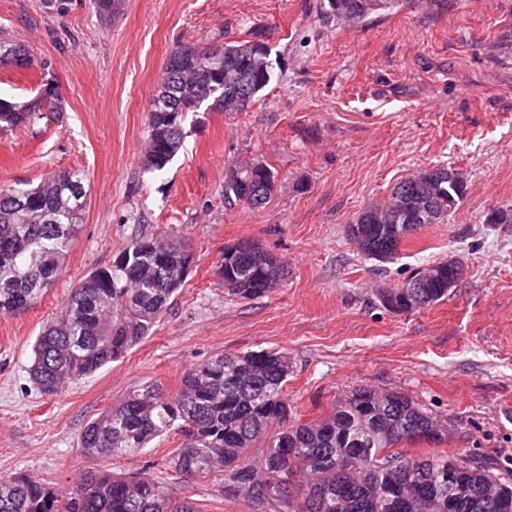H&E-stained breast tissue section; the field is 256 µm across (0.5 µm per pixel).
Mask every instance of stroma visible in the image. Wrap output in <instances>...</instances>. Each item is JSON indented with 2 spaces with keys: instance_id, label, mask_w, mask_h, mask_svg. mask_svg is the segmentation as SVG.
Segmentation results:
<instances>
[{
  "instance_id": "1",
  "label": "stroma",
  "mask_w": 512,
  "mask_h": 512,
  "mask_svg": "<svg viewBox=\"0 0 512 512\" xmlns=\"http://www.w3.org/2000/svg\"><path fill=\"white\" fill-rule=\"evenodd\" d=\"M324 0H0V42L25 46L32 67H0V97L50 85L63 110L0 133V190L80 169L90 202L65 272L31 308L0 316V474L67 487L85 471L129 476L167 466L170 433L131 458L92 460L88 421L129 391H179L189 369L221 353L281 352L293 417L327 413L355 387L402 392L448 423L451 454L512 470V0H398L352 26ZM251 40L272 62L249 111L189 114L183 146L160 172L142 164L151 101L180 45ZM262 161L271 199L249 208L224 195L232 166ZM445 165L467 188L442 224L410 235L387 262L362 256L345 229L417 170ZM181 240L185 282L150 335L56 396L29 376L32 346L91 270L132 239ZM255 241L286 268L266 295H228L224 250ZM464 276L445 299L396 313L378 298L433 260ZM199 512H252L213 478L187 491Z\"/></svg>"
}]
</instances>
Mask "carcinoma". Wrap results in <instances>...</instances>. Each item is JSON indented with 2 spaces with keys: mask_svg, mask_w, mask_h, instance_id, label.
Wrapping results in <instances>:
<instances>
[{
  "mask_svg": "<svg viewBox=\"0 0 512 512\" xmlns=\"http://www.w3.org/2000/svg\"><path fill=\"white\" fill-rule=\"evenodd\" d=\"M394 0H326L327 13L355 25ZM251 41L171 52L149 112L147 171L160 172L183 144L185 114L202 105L245 112L272 78V63ZM28 52L0 42V65L21 67ZM62 111L58 89L18 105L0 98V132L29 123L41 112ZM80 170L50 174L37 186L0 190V316L30 308L64 273V260L82 227L87 205ZM274 175L263 163L239 166L224 195L248 204L258 193L269 199ZM422 194L402 196V184ZM462 175L451 181L421 172L397 184L380 204L367 206L349 238L368 259L396 257L402 240L396 216L434 207L422 224H442L465 193ZM192 255L178 242L141 237L124 247L112 265L96 268L71 291L59 317L33 345L30 378L42 393H58L122 359L149 335L173 294L185 282ZM431 271L426 287L410 284ZM227 294L243 299L277 287L285 269L254 242L224 251ZM429 307L448 296V261L417 269L405 283L387 288L380 300L395 311H417L416 296ZM288 358L277 352L221 354L185 374L168 398L141 386L90 420L80 434L85 456L134 457L171 431L183 442L172 459L180 483L219 477L224 496L243 497L258 512H512V479L473 457L460 458L435 446L443 431L424 408L400 392L355 388L334 401L328 414L309 422L288 419L284 385ZM424 437L432 447L398 449ZM456 487L448 492V475ZM0 512H198L188 496L168 482L164 470L118 477L90 471L68 488L37 478L0 475Z\"/></svg>",
  "mask_w": 512,
  "mask_h": 512,
  "instance_id": "obj_1",
  "label": "carcinoma"
}]
</instances>
